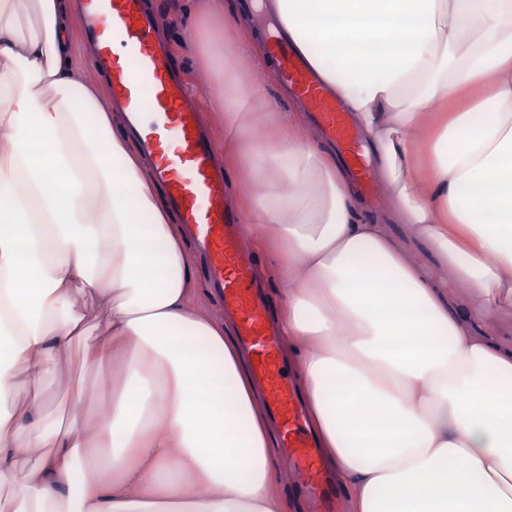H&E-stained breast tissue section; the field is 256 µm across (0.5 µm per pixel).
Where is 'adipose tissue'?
I'll return each instance as SVG.
<instances>
[{"mask_svg": "<svg viewBox=\"0 0 512 512\" xmlns=\"http://www.w3.org/2000/svg\"><path fill=\"white\" fill-rule=\"evenodd\" d=\"M78 0H0V484L6 512H300L266 394L111 104L76 62ZM278 19L372 149L438 288L359 214L335 151L265 93ZM214 64L225 169L272 324L345 512H512V0H263ZM261 127L252 136V127ZM256 195L237 191L238 181ZM112 415L41 426L62 364ZM33 417L28 433L15 425ZM38 454L16 473L14 449ZM414 257L428 269L430 275L441 285L442 288H447L448 292L455 295L458 293V289L454 281L448 278V274L434 261L428 251L423 247H419L414 251Z\"/></svg>", "mask_w": 512, "mask_h": 512, "instance_id": "adipose-tissue-1", "label": "adipose tissue"}]
</instances>
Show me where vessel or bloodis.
Instances as JSON below:
<instances>
[{
  "mask_svg": "<svg viewBox=\"0 0 512 512\" xmlns=\"http://www.w3.org/2000/svg\"><path fill=\"white\" fill-rule=\"evenodd\" d=\"M83 22L92 34L94 60L112 75L113 97L127 112L171 207L208 261L210 288L237 317L242 340L254 352L256 371L282 425L283 443L296 450L309 474L308 492L319 500L321 512H334L335 491L318 467L296 398L277 363L265 300L255 290L249 259L239 247L242 217L225 200L224 176L213 164L215 142L198 123L184 84L156 42L152 17L140 0H83ZM266 49L276 58L283 81L335 140L358 188L373 195L369 166L336 99L316 82L288 40L270 34Z\"/></svg>",
  "mask_w": 512,
  "mask_h": 512,
  "instance_id": "obj_1",
  "label": "vessel or blood"
}]
</instances>
